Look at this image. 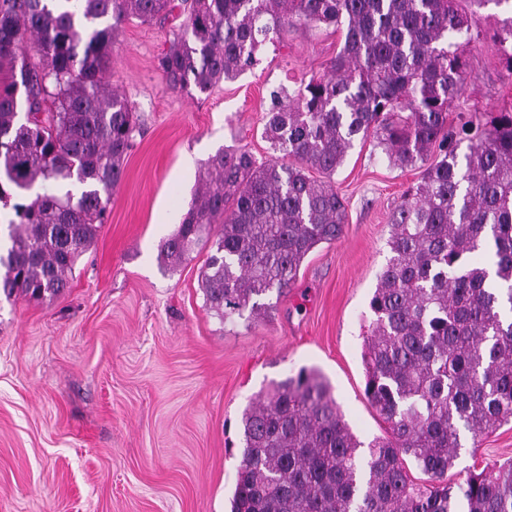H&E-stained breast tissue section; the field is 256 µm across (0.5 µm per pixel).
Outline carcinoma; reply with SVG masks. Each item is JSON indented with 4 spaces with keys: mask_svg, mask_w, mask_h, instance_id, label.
I'll use <instances>...</instances> for the list:
<instances>
[{
    "mask_svg": "<svg viewBox=\"0 0 512 512\" xmlns=\"http://www.w3.org/2000/svg\"><path fill=\"white\" fill-rule=\"evenodd\" d=\"M464 1L512 0H0V71L10 73L0 88V205L39 180L81 186L77 197L13 204L18 221L0 255L8 295L61 293L104 223L136 131L131 103L107 81L128 19L184 16L158 70L168 89L201 94L253 67L288 27L345 33L328 74L272 92L263 135L276 156H210L163 242L178 260L221 225L201 282L223 320L257 312L258 298L289 288L313 249L341 237L346 205L331 177L356 140L372 137L400 167L440 151L393 211L391 257L369 302L364 395L386 436L360 455L329 384L303 368L243 414L230 512H512V461L448 484L460 429L476 440L512 421V112L478 122L459 164L448 107L465 69L459 40L471 31ZM496 37L512 67V16ZM407 457L429 483L410 479Z\"/></svg>",
    "mask_w": 512,
    "mask_h": 512,
    "instance_id": "1",
    "label": "carcinoma"
}]
</instances>
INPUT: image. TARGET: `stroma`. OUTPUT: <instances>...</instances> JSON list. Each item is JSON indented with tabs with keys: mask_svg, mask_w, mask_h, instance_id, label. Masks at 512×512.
I'll return each instance as SVG.
<instances>
[{
	"mask_svg": "<svg viewBox=\"0 0 512 512\" xmlns=\"http://www.w3.org/2000/svg\"><path fill=\"white\" fill-rule=\"evenodd\" d=\"M509 15L493 0L472 10L463 91L448 108L457 154L469 120L512 110L495 39ZM179 25L134 19L112 46L111 82L134 104L137 130L68 288L50 300L0 293V512H229L245 409L304 367L328 381L361 441L385 434L364 397L368 303L391 256L393 210L423 166L356 142L333 177L347 209L341 238L309 253L288 292L264 296L260 318L220 319L201 288L204 245L173 265L161 244L211 155L271 156V91L325 75L343 37L288 28L251 70L197 98L167 90L157 68ZM462 444L452 483L511 460L512 423Z\"/></svg>",
	"mask_w": 512,
	"mask_h": 512,
	"instance_id": "1",
	"label": "stroma"
}]
</instances>
